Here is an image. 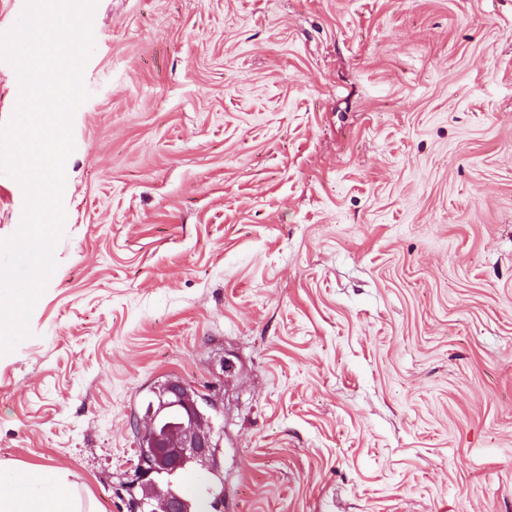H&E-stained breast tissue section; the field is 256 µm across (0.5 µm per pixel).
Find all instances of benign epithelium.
Segmentation results:
<instances>
[{
  "mask_svg": "<svg viewBox=\"0 0 512 512\" xmlns=\"http://www.w3.org/2000/svg\"><path fill=\"white\" fill-rule=\"evenodd\" d=\"M140 434L146 437L144 462L136 469L132 485L140 488L137 502L141 512H191L182 499L174 498L170 488H160L154 474L174 473L190 457L212 459L216 445L211 421L189 391L174 387L150 408Z\"/></svg>",
  "mask_w": 512,
  "mask_h": 512,
  "instance_id": "benign-epithelium-1",
  "label": "benign epithelium"
}]
</instances>
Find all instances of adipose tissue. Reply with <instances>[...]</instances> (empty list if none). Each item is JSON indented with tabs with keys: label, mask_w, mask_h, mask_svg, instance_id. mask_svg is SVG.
Returning <instances> with one entry per match:
<instances>
[{
	"label": "adipose tissue",
	"mask_w": 512,
	"mask_h": 512,
	"mask_svg": "<svg viewBox=\"0 0 512 512\" xmlns=\"http://www.w3.org/2000/svg\"><path fill=\"white\" fill-rule=\"evenodd\" d=\"M0 512H77L61 470L44 465L24 474L0 470Z\"/></svg>",
	"instance_id": "adipose-tissue-1"
}]
</instances>
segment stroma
Listing matches in <instances>:
<instances>
[{
    "instance_id": "35a3bbf8",
    "label": "stroma",
    "mask_w": 512,
    "mask_h": 512,
    "mask_svg": "<svg viewBox=\"0 0 512 512\" xmlns=\"http://www.w3.org/2000/svg\"><path fill=\"white\" fill-rule=\"evenodd\" d=\"M0 466L128 512L164 379L224 512H512V0H97ZM24 191L0 175V239Z\"/></svg>"
}]
</instances>
